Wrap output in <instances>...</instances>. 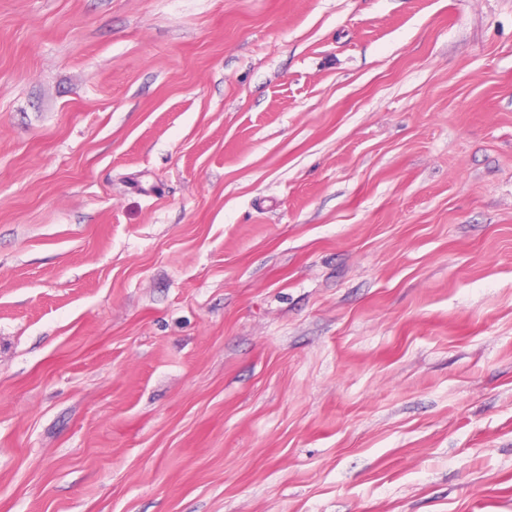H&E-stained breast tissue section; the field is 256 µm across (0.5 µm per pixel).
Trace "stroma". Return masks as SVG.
Masks as SVG:
<instances>
[{
	"label": "stroma",
	"mask_w": 512,
	"mask_h": 512,
	"mask_svg": "<svg viewBox=\"0 0 512 512\" xmlns=\"http://www.w3.org/2000/svg\"><path fill=\"white\" fill-rule=\"evenodd\" d=\"M0 512H512V0H0Z\"/></svg>",
	"instance_id": "1"
}]
</instances>
